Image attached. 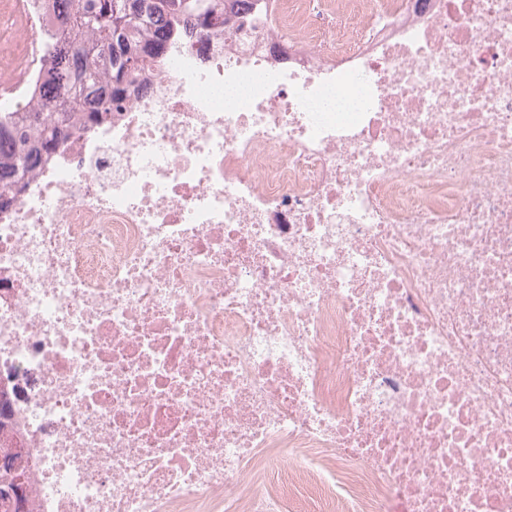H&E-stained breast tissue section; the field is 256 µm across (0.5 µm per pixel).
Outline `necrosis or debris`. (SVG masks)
Here are the masks:
<instances>
[{
    "instance_id": "obj_1",
    "label": "necrosis or debris",
    "mask_w": 512,
    "mask_h": 512,
    "mask_svg": "<svg viewBox=\"0 0 512 512\" xmlns=\"http://www.w3.org/2000/svg\"><path fill=\"white\" fill-rule=\"evenodd\" d=\"M183 30L0 211L29 512H512V0Z\"/></svg>"
}]
</instances>
